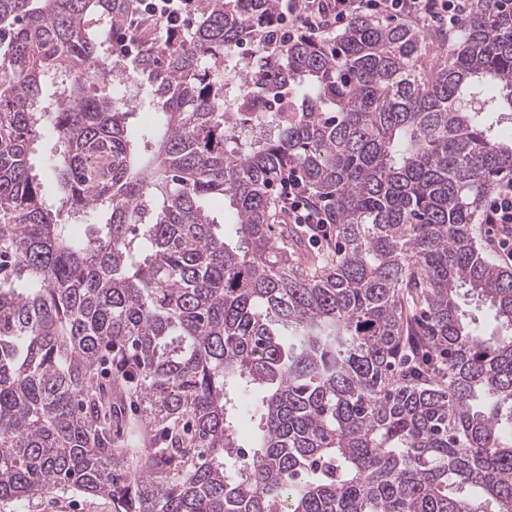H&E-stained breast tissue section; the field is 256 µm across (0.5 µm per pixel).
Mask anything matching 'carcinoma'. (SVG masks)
<instances>
[{
    "instance_id": "carcinoma-1",
    "label": "carcinoma",
    "mask_w": 512,
    "mask_h": 512,
    "mask_svg": "<svg viewBox=\"0 0 512 512\" xmlns=\"http://www.w3.org/2000/svg\"><path fill=\"white\" fill-rule=\"evenodd\" d=\"M135 2L0 0V499L512 512V270L473 235L512 181V5L478 0L427 77L425 36L359 16L330 39L260 36L229 84L218 64L262 0H203L187 34L128 30ZM116 33L147 42L148 152L102 80ZM290 166L338 249L304 260L301 233L272 236Z\"/></svg>"
}]
</instances>
